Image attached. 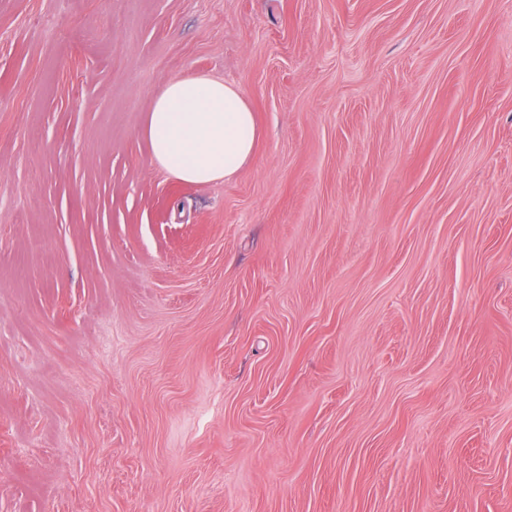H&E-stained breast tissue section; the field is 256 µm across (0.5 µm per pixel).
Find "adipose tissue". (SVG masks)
Listing matches in <instances>:
<instances>
[{"label": "adipose tissue", "mask_w": 512, "mask_h": 512, "mask_svg": "<svg viewBox=\"0 0 512 512\" xmlns=\"http://www.w3.org/2000/svg\"><path fill=\"white\" fill-rule=\"evenodd\" d=\"M145 134L155 164L203 185L233 178L253 156L259 128L241 90L223 79H170L155 96Z\"/></svg>", "instance_id": "adipose-tissue-1"}]
</instances>
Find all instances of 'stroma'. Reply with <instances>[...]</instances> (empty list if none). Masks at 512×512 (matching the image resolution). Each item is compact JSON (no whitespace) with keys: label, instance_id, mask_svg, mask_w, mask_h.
<instances>
[{"label":"stroma","instance_id":"1","mask_svg":"<svg viewBox=\"0 0 512 512\" xmlns=\"http://www.w3.org/2000/svg\"><path fill=\"white\" fill-rule=\"evenodd\" d=\"M0 512H512V0H0ZM145 134L155 164L177 180L203 185L233 178L253 156L259 128L248 100L223 79H170L155 96Z\"/></svg>","mask_w":512,"mask_h":512}]
</instances>
